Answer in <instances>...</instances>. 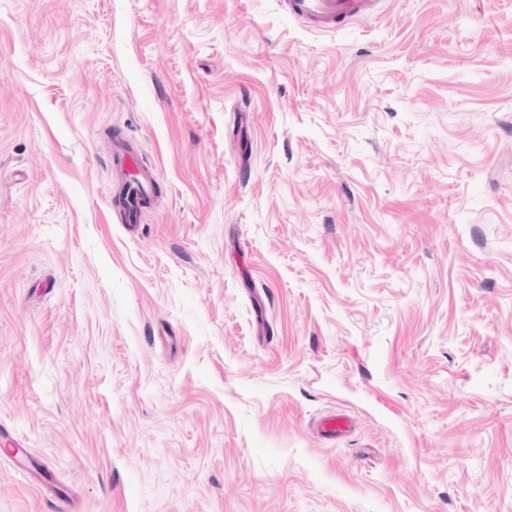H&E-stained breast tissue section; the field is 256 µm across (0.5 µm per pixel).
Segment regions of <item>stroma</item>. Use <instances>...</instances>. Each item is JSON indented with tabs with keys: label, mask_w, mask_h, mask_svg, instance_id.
I'll list each match as a JSON object with an SVG mask.
<instances>
[{
	"label": "stroma",
	"mask_w": 512,
	"mask_h": 512,
	"mask_svg": "<svg viewBox=\"0 0 512 512\" xmlns=\"http://www.w3.org/2000/svg\"><path fill=\"white\" fill-rule=\"evenodd\" d=\"M0 423V512H512V0H0ZM288 15L304 26L336 30L350 20L378 14L381 0H283ZM142 154L140 145L134 138H123L120 141L112 143V164L117 169L124 170L128 165L138 163L139 167L134 171L139 182L138 191L131 197L125 196L122 203L118 206L125 215L128 224H138L141 222L144 208L142 205L143 196L152 195L153 183L156 181L155 169L152 166H144L139 162L138 157ZM351 427V421L345 414H330L322 418L321 432L331 438L345 435Z\"/></svg>",
	"instance_id": "35a3bbf8"
}]
</instances>
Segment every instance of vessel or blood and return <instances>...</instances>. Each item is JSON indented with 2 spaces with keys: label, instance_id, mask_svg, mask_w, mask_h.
<instances>
[{
  "label": "vessel or blood",
  "instance_id": "b4317fda",
  "mask_svg": "<svg viewBox=\"0 0 512 512\" xmlns=\"http://www.w3.org/2000/svg\"><path fill=\"white\" fill-rule=\"evenodd\" d=\"M288 13L300 24L322 30H335L350 20L368 19L378 14L381 0H283ZM141 154L135 139L123 138L112 144V162L122 169L135 165L138 191L124 197L119 208L130 224L140 223L144 214L142 200L151 196L156 174L153 167L138 165Z\"/></svg>",
  "mask_w": 512,
  "mask_h": 512
}]
</instances>
